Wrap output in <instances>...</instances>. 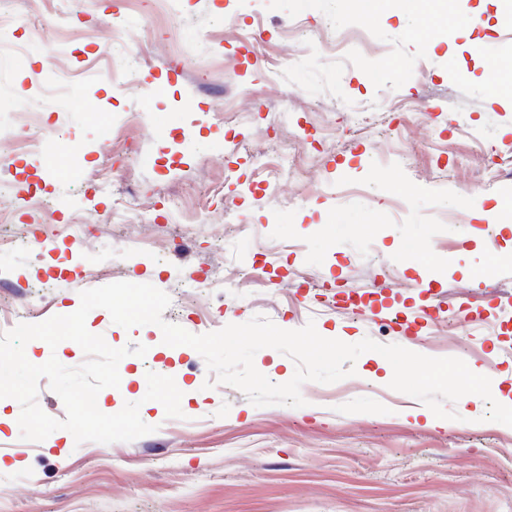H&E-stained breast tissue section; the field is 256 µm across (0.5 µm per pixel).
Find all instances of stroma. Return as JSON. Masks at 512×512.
Here are the masks:
<instances>
[{
	"label": "stroma",
	"instance_id": "35a3bbf8",
	"mask_svg": "<svg viewBox=\"0 0 512 512\" xmlns=\"http://www.w3.org/2000/svg\"><path fill=\"white\" fill-rule=\"evenodd\" d=\"M23 45L0 62V333L149 283L193 334L263 315L329 339L463 359L512 406V0H0ZM52 37L32 38L34 18ZM119 76L106 78L109 64ZM308 164L279 175L286 148ZM500 176L483 180L485 167ZM113 167L108 187L96 175ZM221 281L202 282L209 268ZM406 316V336L338 293ZM486 323L449 333V310ZM86 326L118 366L103 413L140 402L154 433L21 440L0 400V512H512V427L459 400L444 427L392 390L375 352L306 382L304 407L253 406L158 326ZM173 377L183 418L146 400Z\"/></svg>",
	"mask_w": 512,
	"mask_h": 512
}]
</instances>
